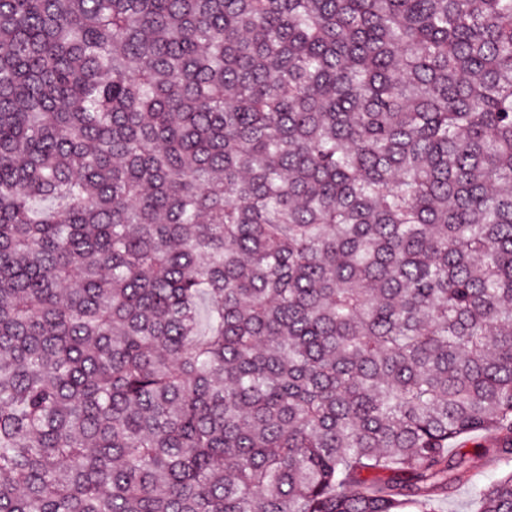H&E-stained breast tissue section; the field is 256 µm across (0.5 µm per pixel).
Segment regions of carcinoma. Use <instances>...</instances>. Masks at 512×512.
Masks as SVG:
<instances>
[{
    "label": "carcinoma",
    "mask_w": 512,
    "mask_h": 512,
    "mask_svg": "<svg viewBox=\"0 0 512 512\" xmlns=\"http://www.w3.org/2000/svg\"><path fill=\"white\" fill-rule=\"evenodd\" d=\"M483 431L512 0H0V512H437Z\"/></svg>",
    "instance_id": "1"
}]
</instances>
